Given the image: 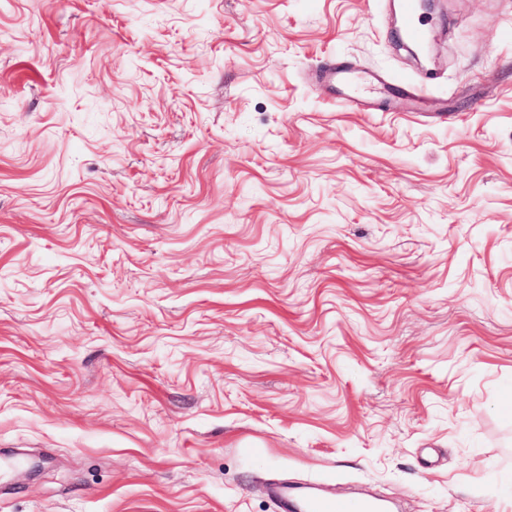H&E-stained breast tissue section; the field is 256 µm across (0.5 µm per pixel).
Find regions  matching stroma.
<instances>
[{
	"label": "stroma",
	"instance_id": "1",
	"mask_svg": "<svg viewBox=\"0 0 512 512\" xmlns=\"http://www.w3.org/2000/svg\"><path fill=\"white\" fill-rule=\"evenodd\" d=\"M398 4L0 0V512H512V0ZM400 24L408 41L420 42L427 36L420 20L416 0H403L400 10ZM305 500V501H304ZM302 501L306 512H373L377 506L336 496L310 495Z\"/></svg>",
	"mask_w": 512,
	"mask_h": 512
}]
</instances>
